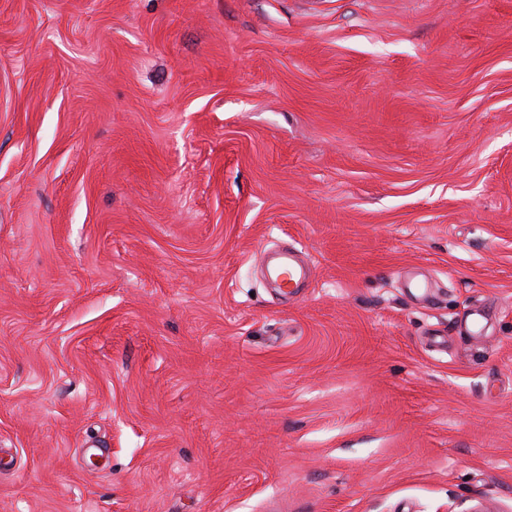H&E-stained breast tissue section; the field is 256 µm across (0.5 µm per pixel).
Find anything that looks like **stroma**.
Here are the masks:
<instances>
[{"instance_id":"stroma-1","label":"stroma","mask_w":512,"mask_h":512,"mask_svg":"<svg viewBox=\"0 0 512 512\" xmlns=\"http://www.w3.org/2000/svg\"><path fill=\"white\" fill-rule=\"evenodd\" d=\"M480 502L512 512V0H0V512ZM285 259V262L274 270V275L286 288H295L300 280L310 276L311 269L308 265L297 261L292 254Z\"/></svg>"}]
</instances>
